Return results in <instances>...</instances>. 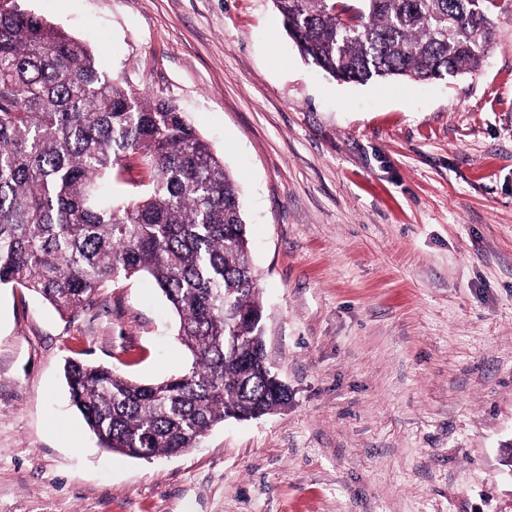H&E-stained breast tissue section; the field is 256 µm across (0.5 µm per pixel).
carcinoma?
I'll list each match as a JSON object with an SVG mask.
<instances>
[{"instance_id": "1", "label": "carcinoma", "mask_w": 512, "mask_h": 512, "mask_svg": "<svg viewBox=\"0 0 512 512\" xmlns=\"http://www.w3.org/2000/svg\"><path fill=\"white\" fill-rule=\"evenodd\" d=\"M300 54L333 79L444 80L477 70L512 0H272ZM130 159L148 182L120 203ZM178 317L191 366L142 384L68 361L73 406L100 448L136 458L196 448L224 420L288 406L264 354V310L240 192L183 113L101 70L90 43L0 10V287L58 312L134 275Z\"/></svg>"}]
</instances>
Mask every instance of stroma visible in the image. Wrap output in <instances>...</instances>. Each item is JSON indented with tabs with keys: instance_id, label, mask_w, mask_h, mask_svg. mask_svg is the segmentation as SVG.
I'll return each mask as SVG.
<instances>
[{
	"instance_id": "obj_1",
	"label": "stroma",
	"mask_w": 512,
	"mask_h": 512,
	"mask_svg": "<svg viewBox=\"0 0 512 512\" xmlns=\"http://www.w3.org/2000/svg\"><path fill=\"white\" fill-rule=\"evenodd\" d=\"M172 101L238 182L287 408L103 451L66 359L184 370L148 277L58 313L0 288V512H512V13L477 71L336 81L272 0H19Z\"/></svg>"
}]
</instances>
